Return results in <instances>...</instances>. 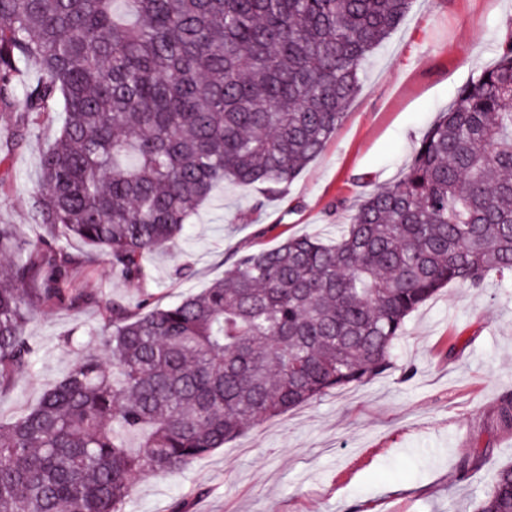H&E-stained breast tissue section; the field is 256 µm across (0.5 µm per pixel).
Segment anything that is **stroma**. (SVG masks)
Instances as JSON below:
<instances>
[{
    "instance_id": "1",
    "label": "stroma",
    "mask_w": 512,
    "mask_h": 512,
    "mask_svg": "<svg viewBox=\"0 0 512 512\" xmlns=\"http://www.w3.org/2000/svg\"><path fill=\"white\" fill-rule=\"evenodd\" d=\"M512 0H414L403 22L370 55L362 87L323 152L286 188H219L186 225L178 243L147 261L138 290L102 261L77 282L105 299L136 303L148 294L169 306L223 277L236 251L275 246L291 235L334 239L327 215L336 200L354 204L400 177L424 132L457 90L492 64ZM47 128L0 162V224L17 240L40 229L28 212V178L53 138ZM264 199L253 212L255 199ZM190 263L189 277L172 269ZM99 323L36 316L27 332L32 368L0 394V418L38 403L75 361ZM416 370L402 376L405 367ZM512 395V281L483 289L449 285L414 312L394 350V365L361 386L335 391L271 417L173 475L140 476L124 512H469L492 475L512 464V428L497 406ZM479 465L460 476L462 459Z\"/></svg>"
}]
</instances>
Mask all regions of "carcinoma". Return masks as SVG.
Instances as JSON below:
<instances>
[{"instance_id": "carcinoma-1", "label": "carcinoma", "mask_w": 512, "mask_h": 512, "mask_svg": "<svg viewBox=\"0 0 512 512\" xmlns=\"http://www.w3.org/2000/svg\"><path fill=\"white\" fill-rule=\"evenodd\" d=\"M412 0H0L4 151L58 124L29 195L45 229L0 225V394L32 365L40 312L100 326L38 403L0 420V512H123L246 430L391 368L408 317L450 283L512 279V27L424 133L402 179L335 241L234 254L166 308L76 287L106 258L134 288L225 183L277 196L317 158L371 52ZM39 78L22 84V70ZM473 512H512V465Z\"/></svg>"}]
</instances>
